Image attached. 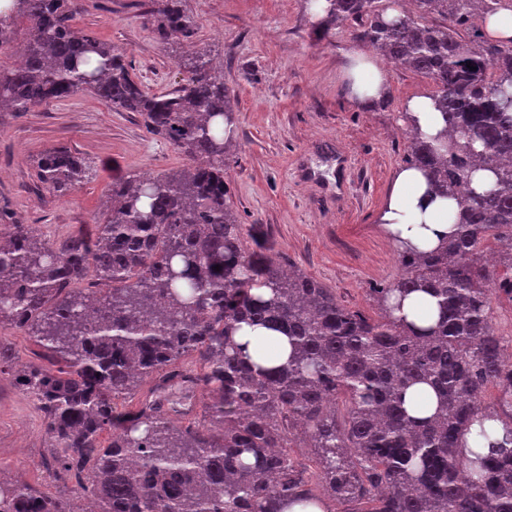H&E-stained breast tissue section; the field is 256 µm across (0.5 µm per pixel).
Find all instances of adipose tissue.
I'll return each mask as SVG.
<instances>
[{"label": "adipose tissue", "mask_w": 512, "mask_h": 512, "mask_svg": "<svg viewBox=\"0 0 512 512\" xmlns=\"http://www.w3.org/2000/svg\"><path fill=\"white\" fill-rule=\"evenodd\" d=\"M426 188V180L420 172L400 170L384 218L394 229L400 230L403 237L433 246L439 236L451 232L452 226L447 201L427 196Z\"/></svg>", "instance_id": "adipose-tissue-1"}]
</instances>
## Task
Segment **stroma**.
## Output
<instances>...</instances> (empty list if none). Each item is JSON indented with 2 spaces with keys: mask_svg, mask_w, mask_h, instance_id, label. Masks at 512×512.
Wrapping results in <instances>:
<instances>
[{
  "mask_svg": "<svg viewBox=\"0 0 512 512\" xmlns=\"http://www.w3.org/2000/svg\"><path fill=\"white\" fill-rule=\"evenodd\" d=\"M144 2L81 0L77 24L122 49L152 93L181 83L187 50L220 61L238 119L224 175L243 223L268 255L296 263L345 304L370 308V288L400 273L379 222L409 145L399 114L432 83L379 56L382 96L360 102L348 77L359 42L347 26L319 34L304 0H182L197 25L189 46L157 41L143 23ZM53 146L94 169L66 197L34 177V159ZM183 164L133 113L88 92L0 120V202L52 236L92 230L113 180ZM45 448L31 398L0 375V465L47 495L76 498L47 471Z\"/></svg>",
  "mask_w": 512,
  "mask_h": 512,
  "instance_id": "1",
  "label": "stroma"
}]
</instances>
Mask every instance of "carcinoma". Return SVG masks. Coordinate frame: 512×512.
Here are the masks:
<instances>
[{"mask_svg":"<svg viewBox=\"0 0 512 512\" xmlns=\"http://www.w3.org/2000/svg\"><path fill=\"white\" fill-rule=\"evenodd\" d=\"M388 17L381 0H307L324 35L341 24L434 85L443 127L420 132L410 110L404 163L427 194L455 202L456 231L435 248L394 244L401 273L370 289L376 312L343 304L291 263L248 245L224 155L237 139L221 73L184 58V84L148 93L124 54L76 24L79 0H10L0 10V111L89 91L133 112L187 160L184 169L112 183L90 235L55 239L0 205V324L30 333L49 364H19L0 340V374L33 398L55 475L89 493L96 512H512V448L462 454L478 415L512 444V345L492 297L512 304V38L475 24L512 0H412ZM161 42L191 41L181 0L144 12ZM475 66L471 71L468 65ZM90 174L67 148L37 158L41 186L65 196ZM499 247L504 271L486 261ZM220 270H215V266ZM88 281V287L75 284ZM423 291L437 312L397 315ZM288 337L251 355L241 324ZM150 384L136 409L116 400ZM495 404L480 405L488 388ZM200 390L196 405L175 395ZM112 433L108 444L103 432ZM316 469L290 455L297 433ZM18 480L0 482V512H72Z\"/></svg>","mask_w":512,"mask_h":512,"instance_id":"obj_1","label":"carcinoma"}]
</instances>
